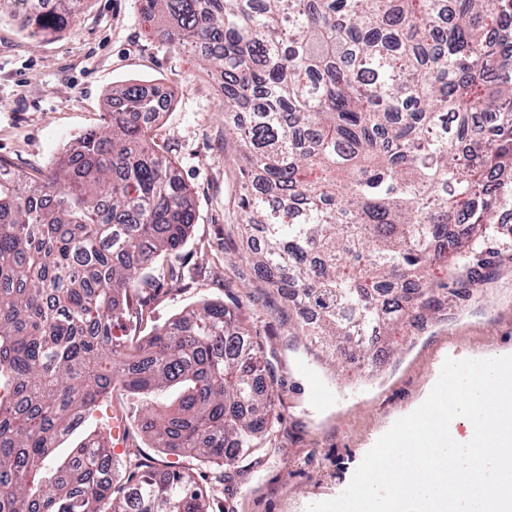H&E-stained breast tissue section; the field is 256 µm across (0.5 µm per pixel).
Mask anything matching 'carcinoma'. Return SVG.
<instances>
[{
	"label": "carcinoma",
	"mask_w": 512,
	"mask_h": 512,
	"mask_svg": "<svg viewBox=\"0 0 512 512\" xmlns=\"http://www.w3.org/2000/svg\"><path fill=\"white\" fill-rule=\"evenodd\" d=\"M87 0H0L29 36L73 28ZM171 47L224 89L242 147L243 232L255 274L334 354L448 306L430 277L482 241L512 174V0H138ZM53 171L0 161V512H213L186 470L104 437L49 466L58 439L118 388L177 387L144 418L155 448L246 471L278 419L239 309L182 311L144 341L115 334L144 300L182 286L175 253L195 221L189 189L151 138L166 94L131 84Z\"/></svg>",
	"instance_id": "obj_1"
}]
</instances>
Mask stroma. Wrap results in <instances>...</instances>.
I'll return each mask as SVG.
<instances>
[{
	"instance_id": "35a3bbf8",
	"label": "stroma",
	"mask_w": 512,
	"mask_h": 512,
	"mask_svg": "<svg viewBox=\"0 0 512 512\" xmlns=\"http://www.w3.org/2000/svg\"><path fill=\"white\" fill-rule=\"evenodd\" d=\"M130 83L171 93L151 136L189 186L196 213L178 251L187 285L151 297L137 332L151 335L207 301L240 307L262 346L280 419L271 452L242 474L152 447L141 429L146 399L116 390L59 440L55 459L87 438L117 435L121 447L108 450L114 464L136 455L209 481L223 475L220 502L236 512H306L345 490L377 439L431 391L446 359L512 353V180L493 187L497 204L480 253L485 282L464 296L458 275L442 273L447 312L425 327H406L402 350L382 357L372 379H359L354 361H336L301 336L295 313L246 261L240 158L224 133V95L196 56L152 34L137 0H87L73 29L41 40L26 34L20 18L0 17V160L34 176L56 168L80 135L102 127L112 89ZM317 383L335 400L315 403Z\"/></svg>"
}]
</instances>
